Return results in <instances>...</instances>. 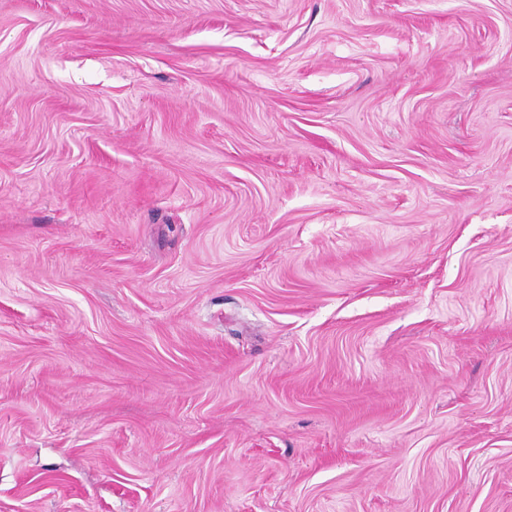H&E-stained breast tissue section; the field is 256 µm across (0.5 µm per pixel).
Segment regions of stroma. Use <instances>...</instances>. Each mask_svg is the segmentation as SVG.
<instances>
[{
	"label": "stroma",
	"mask_w": 512,
	"mask_h": 512,
	"mask_svg": "<svg viewBox=\"0 0 512 512\" xmlns=\"http://www.w3.org/2000/svg\"><path fill=\"white\" fill-rule=\"evenodd\" d=\"M0 512H512V0H0Z\"/></svg>",
	"instance_id": "stroma-1"
}]
</instances>
